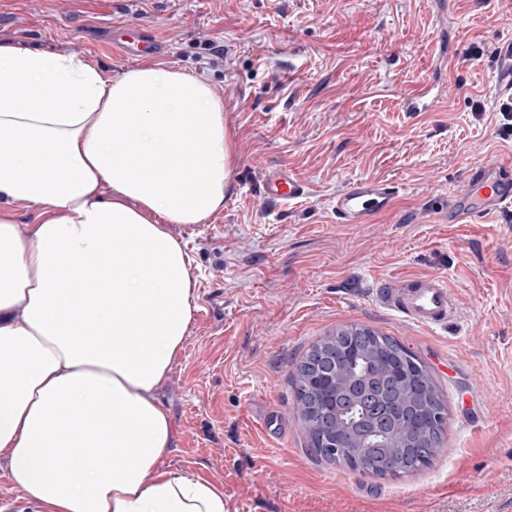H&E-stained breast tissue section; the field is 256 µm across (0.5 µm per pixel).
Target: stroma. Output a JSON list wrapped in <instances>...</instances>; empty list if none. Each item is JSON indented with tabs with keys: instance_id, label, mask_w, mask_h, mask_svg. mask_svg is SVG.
<instances>
[{
	"instance_id": "1",
	"label": "stroma",
	"mask_w": 512,
	"mask_h": 512,
	"mask_svg": "<svg viewBox=\"0 0 512 512\" xmlns=\"http://www.w3.org/2000/svg\"><path fill=\"white\" fill-rule=\"evenodd\" d=\"M436 0H0V44L83 58L117 75L139 64L203 78L224 101L233 185L203 224L170 225L190 258L198 310L155 396L173 419L165 469L219 484L230 512H512V219L442 214L466 167L512 156L495 110L512 0H456L451 102L404 105L436 73ZM138 22L164 43L127 57L113 29ZM484 50L469 59L472 46ZM223 47L222 59L212 50ZM483 111H474V103ZM288 166L312 188L293 207L258 194ZM397 183L395 209L336 223L346 181ZM443 276L447 327L376 306L374 281ZM351 326L394 337L430 369L448 406L444 448L414 473L378 477L316 458L292 372Z\"/></svg>"
}]
</instances>
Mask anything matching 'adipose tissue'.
<instances>
[{"label":"adipose tissue","instance_id":"obj_1","mask_svg":"<svg viewBox=\"0 0 512 512\" xmlns=\"http://www.w3.org/2000/svg\"><path fill=\"white\" fill-rule=\"evenodd\" d=\"M235 157L197 76L0 44V203L42 207L28 239L0 212V457L40 512H227L221 487L163 468L155 392L197 309L169 227L218 210Z\"/></svg>","mask_w":512,"mask_h":512}]
</instances>
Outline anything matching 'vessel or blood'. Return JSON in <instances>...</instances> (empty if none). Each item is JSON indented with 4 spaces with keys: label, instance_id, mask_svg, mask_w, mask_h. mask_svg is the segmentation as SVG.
<instances>
[{
    "label": "vessel or blood",
    "instance_id": "vessel-or-blood-1",
    "mask_svg": "<svg viewBox=\"0 0 512 512\" xmlns=\"http://www.w3.org/2000/svg\"><path fill=\"white\" fill-rule=\"evenodd\" d=\"M119 43L130 57L156 53L157 43L145 27L133 24L123 31ZM501 72L498 96L512 99V43L499 54ZM265 199L292 204L307 198V182L288 168L266 172L262 179ZM397 187L384 179L359 177L349 180L332 198L330 208L337 223L358 226L392 211L397 203ZM512 211V163L498 157L468 166L463 179L448 200V221L470 224L487 217H498ZM372 298L381 308L390 310L403 320L426 327L447 325L453 309L446 279L427 275L413 280L383 279L378 281Z\"/></svg>",
    "mask_w": 512,
    "mask_h": 512
}]
</instances>
